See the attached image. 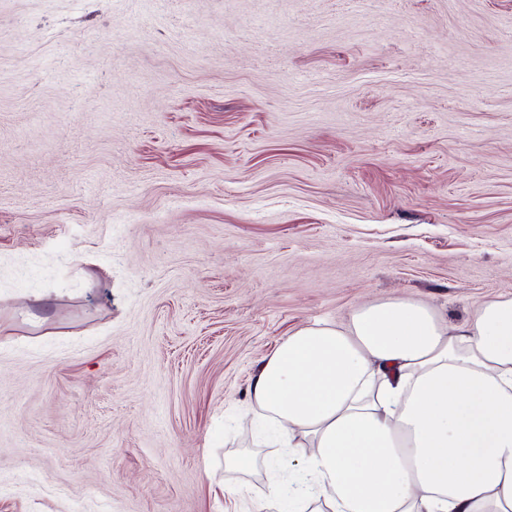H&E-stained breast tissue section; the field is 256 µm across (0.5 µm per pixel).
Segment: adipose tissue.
I'll return each instance as SVG.
<instances>
[{
  "label": "adipose tissue",
  "mask_w": 512,
  "mask_h": 512,
  "mask_svg": "<svg viewBox=\"0 0 512 512\" xmlns=\"http://www.w3.org/2000/svg\"><path fill=\"white\" fill-rule=\"evenodd\" d=\"M250 398L304 474L293 503L512 512V296L452 330L408 298L360 306L344 329L301 327L266 357Z\"/></svg>",
  "instance_id": "1"
}]
</instances>
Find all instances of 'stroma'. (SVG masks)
Segmentation results:
<instances>
[{"label":"stroma","instance_id":"35a3bbf8","mask_svg":"<svg viewBox=\"0 0 512 512\" xmlns=\"http://www.w3.org/2000/svg\"><path fill=\"white\" fill-rule=\"evenodd\" d=\"M502 294L512 0H0V512H288L264 358Z\"/></svg>","mask_w":512,"mask_h":512}]
</instances>
